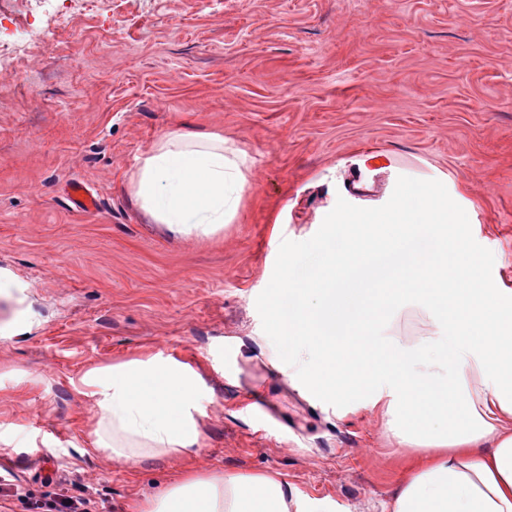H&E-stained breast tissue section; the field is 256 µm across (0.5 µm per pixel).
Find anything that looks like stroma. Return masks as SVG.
<instances>
[{
    "instance_id": "1",
    "label": "stroma",
    "mask_w": 512,
    "mask_h": 512,
    "mask_svg": "<svg viewBox=\"0 0 512 512\" xmlns=\"http://www.w3.org/2000/svg\"><path fill=\"white\" fill-rule=\"evenodd\" d=\"M0 512L49 480L92 512H128L180 473L93 448L85 372L155 355L191 365L203 473L273 474L330 512H390L426 456L385 404L337 405L284 374L268 301L306 284L340 205H381L400 178L446 180L492 287L512 289V0H0ZM170 131L247 159L236 217L180 236L135 203L139 158ZM394 173L368 192L356 162ZM87 185L96 211L65 187ZM290 266H283L284 256ZM25 330L11 334L9 319ZM413 303L388 332H435ZM67 196L71 204L78 209L90 211L98 208V198L79 181L69 185Z\"/></svg>"
}]
</instances>
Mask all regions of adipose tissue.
I'll use <instances>...</instances> for the list:
<instances>
[{
  "label": "adipose tissue",
  "mask_w": 512,
  "mask_h": 512,
  "mask_svg": "<svg viewBox=\"0 0 512 512\" xmlns=\"http://www.w3.org/2000/svg\"><path fill=\"white\" fill-rule=\"evenodd\" d=\"M240 151L221 137L170 133L140 159L131 190L175 234L216 233L245 187ZM332 239L307 285L284 280L269 306L291 378L330 399L387 400L404 436L436 449L405 481L392 512H512V293L490 287L457 232L465 218L438 180L403 182L388 204L336 210ZM435 235L433 248L416 240ZM378 266L360 279L362 266ZM320 299L303 306L304 295ZM439 327L412 345L379 326L400 297ZM78 391L96 408L95 445L112 459L192 457L201 442L190 410L206 400L194 369L174 359L94 368ZM133 512H323L287 482L187 470Z\"/></svg>",
  "instance_id": "adipose-tissue-1"
}]
</instances>
